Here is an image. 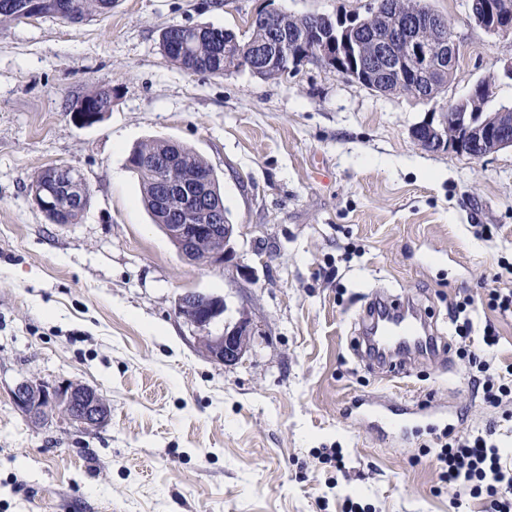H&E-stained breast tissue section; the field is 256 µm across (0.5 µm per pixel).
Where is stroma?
I'll return each instance as SVG.
<instances>
[{
  "instance_id": "obj_1",
  "label": "stroma",
  "mask_w": 512,
  "mask_h": 512,
  "mask_svg": "<svg viewBox=\"0 0 512 512\" xmlns=\"http://www.w3.org/2000/svg\"><path fill=\"white\" fill-rule=\"evenodd\" d=\"M375 0H115L79 25L0 21V512H491L455 499L435 465L450 433L495 428L454 333L452 304L480 303L475 330L499 338L487 358L512 367V314L482 303L512 263V147L476 160L412 139L429 112L496 76L491 107H512V35L475 26L466 0H427L463 44L432 101L385 96L323 66L265 80L190 73L169 62L170 25L249 35L278 10L366 14ZM112 91L90 126L77 97ZM164 138L219 178L237 231L224 264L188 261L153 224L128 167ZM79 171L90 204L49 223L28 187L43 169ZM494 226L493 238L481 235ZM223 298L224 318L254 334L225 366L199 351L175 313L179 295ZM408 299L440 333L409 376L357 351L377 292ZM22 381L89 386L110 416L84 430L37 423L14 405ZM373 395L415 418L389 436L351 403ZM338 449L341 465L325 462Z\"/></svg>"
}]
</instances>
